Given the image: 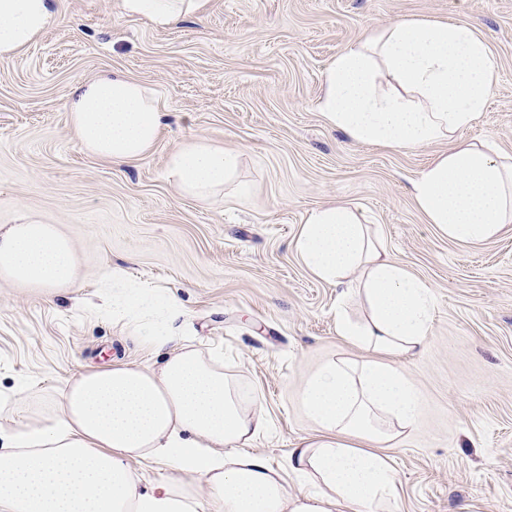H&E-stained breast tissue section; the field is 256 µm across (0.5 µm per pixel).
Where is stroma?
<instances>
[{"instance_id":"1","label":"stroma","mask_w":512,"mask_h":512,"mask_svg":"<svg viewBox=\"0 0 512 512\" xmlns=\"http://www.w3.org/2000/svg\"><path fill=\"white\" fill-rule=\"evenodd\" d=\"M55 8L41 38L0 59V226L60 225L78 283L47 291L0 277V430L47 415L81 372L161 364L104 302L102 278L118 266L174 296L180 334L221 354L258 399L267 427L249 448L296 489L290 452L317 432L304 382L329 360L368 358L337 334V288L295 249L309 212L336 203L433 298L423 352L398 361L420 396L418 426L382 450L396 512H512V226L489 241L448 239L412 195L441 145L355 144L319 108L330 62L369 34L401 20L463 22L487 43L496 87L461 137L511 156L512 0H210L204 18L169 29L124 15L119 0ZM101 75L141 82L165 104L154 148L121 166L67 134L71 87ZM191 134L239 156L223 200L182 196L164 175Z\"/></svg>"}]
</instances>
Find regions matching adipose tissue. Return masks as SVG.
Listing matches in <instances>:
<instances>
[{"label": "adipose tissue", "mask_w": 512, "mask_h": 512, "mask_svg": "<svg viewBox=\"0 0 512 512\" xmlns=\"http://www.w3.org/2000/svg\"><path fill=\"white\" fill-rule=\"evenodd\" d=\"M208 2L121 6L164 28L203 16ZM56 20L53 0H0V58L16 56ZM382 70L391 91L376 84ZM495 82L491 53L468 25L403 20L336 56L320 108L354 143H447L414 182L413 197L449 238L482 241L512 224V157L457 134L477 123ZM163 117L151 88L102 76L72 89L67 132L83 152L124 164L154 147ZM236 162V153L194 138L170 154L165 174L182 195L211 202ZM296 250L310 271L341 289L338 335L373 354L359 365L328 361L304 383L302 401L318 434L291 453L297 490L248 450L266 425L256 402L219 357L178 340V301L134 287L115 267L106 274L113 316L169 353L157 368L117 363L83 372L52 416L0 432V512H204L207 495L221 499L224 512H390L396 477L375 448L417 424L419 395L396 360L419 355L427 343L430 289L389 260L384 240L344 205L312 210ZM0 276L32 288L70 287L74 247L54 224L0 227ZM356 295L367 306L360 323L346 312ZM143 462L158 477L137 471Z\"/></svg>", "instance_id": "ef3b65f1"}]
</instances>
